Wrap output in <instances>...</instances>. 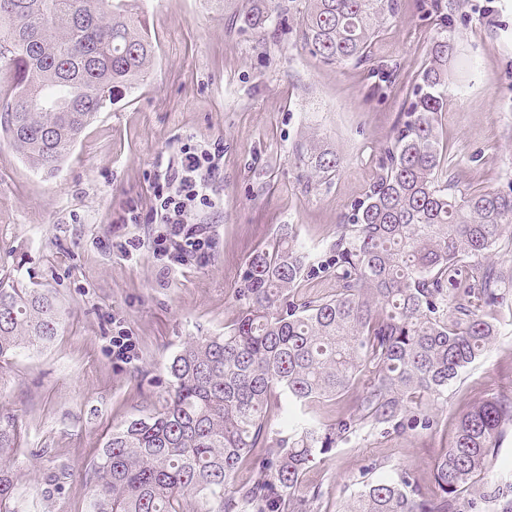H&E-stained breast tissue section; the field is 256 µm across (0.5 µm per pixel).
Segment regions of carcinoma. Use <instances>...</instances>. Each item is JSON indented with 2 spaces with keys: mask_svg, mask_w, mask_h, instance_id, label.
<instances>
[{
  "mask_svg": "<svg viewBox=\"0 0 512 512\" xmlns=\"http://www.w3.org/2000/svg\"><path fill=\"white\" fill-rule=\"evenodd\" d=\"M304 44L324 63L367 59L396 0H291ZM242 28L266 29L268 0H245ZM448 36L433 38L414 100L365 198L338 226L330 256H312L288 231L257 251L237 293L235 323L186 343L170 359L159 412L112 427L93 463L90 512H315L320 491L297 496L310 465L367 429L382 437L439 424L432 406L512 319V267L489 262L512 251V180L461 190L448 177L437 126L448 105ZM145 17L131 0H0V72L10 100L0 132L33 168L57 172L86 126L143 80L155 58ZM310 174L328 179L336 153L312 138L297 150ZM336 291L294 301L303 283ZM62 314L51 291L0 279V366L51 343ZM288 400L291 434L255 476L240 464L268 439L273 395ZM352 394V407L320 425L305 419L319 399ZM512 425V398L490 396L462 414L434 466L426 497L411 475L375 479L338 512H512V476L497 473L478 496L464 489L488 471ZM19 447L18 425L0 423V461ZM15 478L0 466V512H13Z\"/></svg>",
  "mask_w": 512,
  "mask_h": 512,
  "instance_id": "cac0c4a2",
  "label": "carcinoma"
}]
</instances>
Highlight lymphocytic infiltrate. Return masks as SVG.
Segmentation results:
<instances>
[{
  "instance_id": "f902f5d3",
  "label": "lymphocytic infiltrate",
  "mask_w": 512,
  "mask_h": 512,
  "mask_svg": "<svg viewBox=\"0 0 512 512\" xmlns=\"http://www.w3.org/2000/svg\"><path fill=\"white\" fill-rule=\"evenodd\" d=\"M224 159L222 147L183 144L176 160L155 174L150 223L163 225L154 239L156 248L177 256H192L206 264L211 256V225L197 222L196 208L216 207L213 181Z\"/></svg>"
}]
</instances>
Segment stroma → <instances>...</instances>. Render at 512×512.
<instances>
[{
  "instance_id": "obj_1",
  "label": "stroma",
  "mask_w": 512,
  "mask_h": 512,
  "mask_svg": "<svg viewBox=\"0 0 512 512\" xmlns=\"http://www.w3.org/2000/svg\"><path fill=\"white\" fill-rule=\"evenodd\" d=\"M431 4L397 0L369 59L337 67L304 46L288 0H270L262 35L234 24L238 0H137L156 45L151 73L85 128L61 170L38 172L0 137V278L51 289L63 313L52 343L0 368V419L21 429L15 512H89L103 437L161 409L171 356L236 321L255 251L289 225L325 252L378 171L440 30L455 47L438 117L450 170L463 189L512 179V0H449L443 15ZM313 136L342 160L326 182L295 159ZM186 137L224 146V207L200 212L215 230L203 266L155 251L159 225L124 221L133 207L149 214L154 164ZM119 338L135 345L124 360L112 353ZM502 393L512 395V325L449 387L437 429L364 433L318 458L305 484L319 488V512H336L368 469L409 472L433 494L458 417ZM56 473L62 487L48 491Z\"/></svg>"
}]
</instances>
